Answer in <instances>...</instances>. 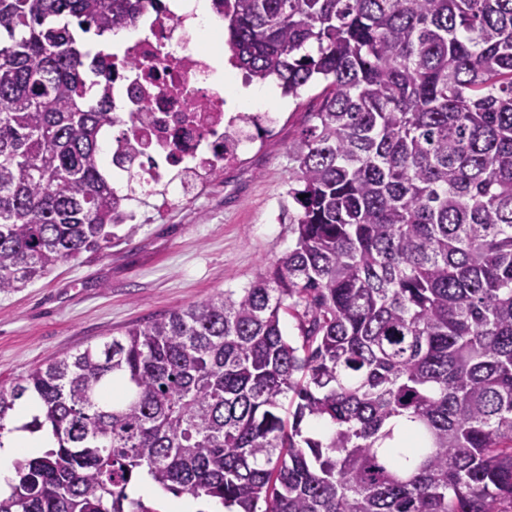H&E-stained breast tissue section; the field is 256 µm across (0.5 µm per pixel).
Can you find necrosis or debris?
Here are the masks:
<instances>
[{
	"instance_id": "obj_1",
	"label": "necrosis or debris",
	"mask_w": 512,
	"mask_h": 512,
	"mask_svg": "<svg viewBox=\"0 0 512 512\" xmlns=\"http://www.w3.org/2000/svg\"><path fill=\"white\" fill-rule=\"evenodd\" d=\"M126 30L128 40L112 54L116 73L100 77L115 118L105 142L113 183L124 182L128 168L138 169L166 208L191 199L276 135L268 112L246 126L244 107L219 77L211 48L198 46L186 15L167 0H143Z\"/></svg>"
}]
</instances>
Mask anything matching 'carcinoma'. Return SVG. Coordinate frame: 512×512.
Returning <instances> with one entry per match:
<instances>
[{
	"label": "carcinoma",
	"instance_id": "cac0c4a2",
	"mask_svg": "<svg viewBox=\"0 0 512 512\" xmlns=\"http://www.w3.org/2000/svg\"><path fill=\"white\" fill-rule=\"evenodd\" d=\"M138 2L0 0V293L112 245L84 41ZM212 5L247 81L324 84L288 148L294 246L1 387L0 438L54 446L0 512H155L128 494L143 471L225 512H512V0Z\"/></svg>",
	"mask_w": 512,
	"mask_h": 512
}]
</instances>
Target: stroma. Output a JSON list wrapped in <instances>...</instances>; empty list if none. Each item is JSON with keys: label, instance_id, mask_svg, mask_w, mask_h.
Segmentation results:
<instances>
[{"label": "stroma", "instance_id": "obj_1", "mask_svg": "<svg viewBox=\"0 0 512 512\" xmlns=\"http://www.w3.org/2000/svg\"><path fill=\"white\" fill-rule=\"evenodd\" d=\"M323 89L269 100L277 135L262 159L247 158L195 198L116 228L97 254L58 265L33 285L0 294V387H11L57 353H74L128 326L255 282L295 237L288 196V147L307 125Z\"/></svg>", "mask_w": 512, "mask_h": 512}]
</instances>
